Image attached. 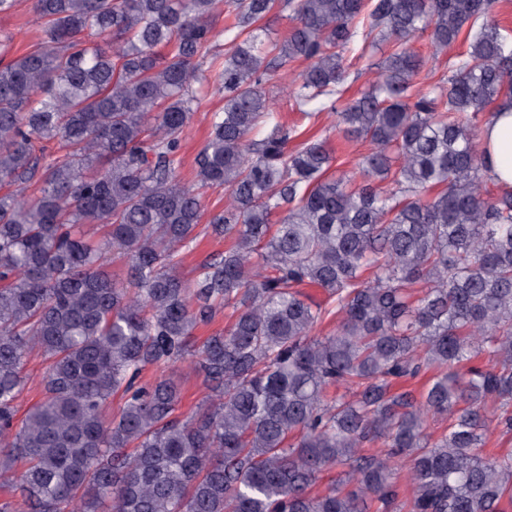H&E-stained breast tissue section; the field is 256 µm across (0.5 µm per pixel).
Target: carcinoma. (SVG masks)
Segmentation results:
<instances>
[{
  "mask_svg": "<svg viewBox=\"0 0 512 512\" xmlns=\"http://www.w3.org/2000/svg\"><path fill=\"white\" fill-rule=\"evenodd\" d=\"M492 7L32 0L45 40L10 58L0 39V474L15 476L0 512L512 506V453L485 451L495 431L512 435V191L489 195L481 138L487 107L512 98V36L488 22ZM284 11L292 26L273 39L267 22ZM465 27L469 49L448 77L417 82L411 43L428 34L437 57ZM359 38L391 51L339 110L343 53ZM300 61L295 109L335 112L369 144L357 185L328 174L325 139L288 150L297 129L262 83ZM205 62L224 107L193 188L178 151L204 104ZM50 142L64 154L47 161ZM201 188L229 194L206 225L228 246L188 280ZM110 253L126 259L124 277L104 270ZM220 309L224 333L195 340ZM328 320L333 332L315 335ZM35 351L48 361L42 397L18 423ZM186 355L210 395L180 414L173 378L138 379ZM335 385L352 397L328 396ZM431 416L446 422L437 437ZM335 467L347 478L313 492Z\"/></svg>",
  "mask_w": 512,
  "mask_h": 512,
  "instance_id": "1",
  "label": "carcinoma"
}]
</instances>
